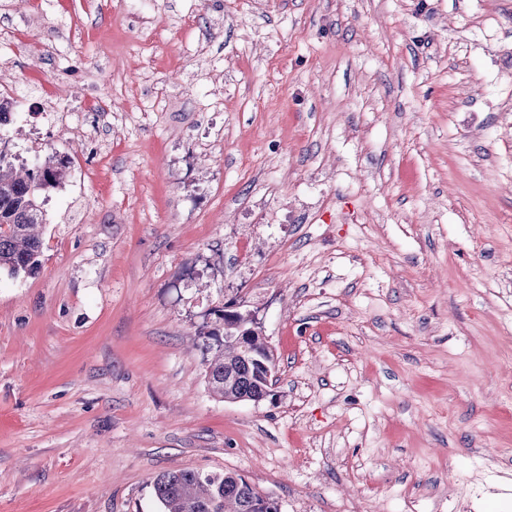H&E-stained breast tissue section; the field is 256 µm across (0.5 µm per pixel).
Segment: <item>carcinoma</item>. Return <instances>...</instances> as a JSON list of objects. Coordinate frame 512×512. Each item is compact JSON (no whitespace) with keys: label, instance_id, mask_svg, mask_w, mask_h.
Returning <instances> with one entry per match:
<instances>
[{"label":"carcinoma","instance_id":"carcinoma-1","mask_svg":"<svg viewBox=\"0 0 512 512\" xmlns=\"http://www.w3.org/2000/svg\"><path fill=\"white\" fill-rule=\"evenodd\" d=\"M69 176L68 162L46 155L33 167L15 163L0 151V271L31 274L40 265L46 223L41 196L63 185ZM237 328L222 321V331H212L215 351L206 366L212 393L228 402L251 397L272 381L253 369L235 343ZM161 512H278L277 502L259 492L236 472L212 473L175 470L153 480Z\"/></svg>","mask_w":512,"mask_h":512}]
</instances>
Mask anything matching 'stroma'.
I'll return each mask as SVG.
<instances>
[{
  "label": "stroma",
  "instance_id": "obj_1",
  "mask_svg": "<svg viewBox=\"0 0 512 512\" xmlns=\"http://www.w3.org/2000/svg\"><path fill=\"white\" fill-rule=\"evenodd\" d=\"M124 2L0 0V149L72 160L40 268L0 272V512H159L180 469L279 512H512V0ZM57 82L110 101L95 147ZM228 304L277 358L257 403L207 386Z\"/></svg>",
  "mask_w": 512,
  "mask_h": 512
}]
</instances>
